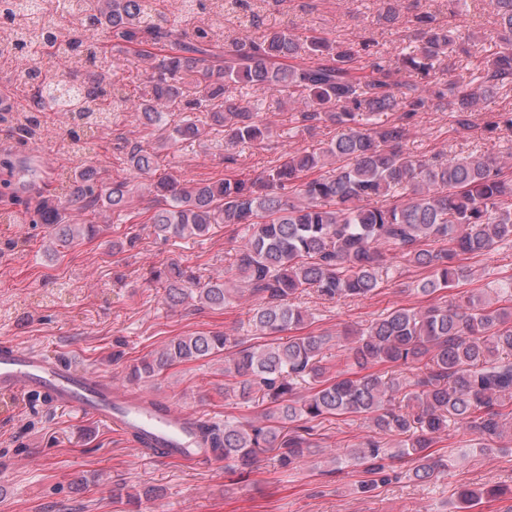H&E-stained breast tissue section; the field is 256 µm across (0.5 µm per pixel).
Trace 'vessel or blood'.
Wrapping results in <instances>:
<instances>
[{"label": "vessel or blood", "instance_id": "b4317fda", "mask_svg": "<svg viewBox=\"0 0 512 512\" xmlns=\"http://www.w3.org/2000/svg\"><path fill=\"white\" fill-rule=\"evenodd\" d=\"M22 389L40 390L55 405L122 431L137 445L163 448L169 457L192 463L210 458L198 446L188 425V412L170 404L130 398L94 372L49 361L37 351L1 340L0 391Z\"/></svg>", "mask_w": 512, "mask_h": 512}]
</instances>
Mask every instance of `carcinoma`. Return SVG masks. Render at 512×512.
Here are the masks:
<instances>
[{
	"mask_svg": "<svg viewBox=\"0 0 512 512\" xmlns=\"http://www.w3.org/2000/svg\"><path fill=\"white\" fill-rule=\"evenodd\" d=\"M58 22L54 0H0V30L31 51L35 60L61 58L66 69L41 68V90L32 94L25 64L0 51V66L16 68L0 85V98L22 96L25 104L0 114L18 141L33 142L41 112H64L68 135L79 147L88 130L129 112L144 127L172 129L157 146L128 145L130 177L108 180L91 165L62 172L66 193L37 201L30 223L42 224L53 252L101 235L98 224H74V211L126 215L132 178L150 181L155 236H201L214 224H236L245 242L235 253L231 277L204 283L176 263L154 271L173 305L195 287L199 303L222 308L238 293L257 297L251 317L262 344L238 348L225 332L178 336L132 365L129 379L156 378L189 362L224 358V390L247 403H266L257 424L197 419L190 422L216 460L246 469L258 453L277 452L281 466L311 453L312 422L365 414L379 438L347 453L364 467L360 489L388 481L384 460L411 458L412 480L433 481L445 468L431 448L452 427L474 436L489 453L512 443V275L491 302L478 293L451 305L399 306L354 332L352 365L328 364L332 337L309 333L279 342L275 335L308 321L294 303L308 289L329 299L365 298L380 287L396 259L428 271L416 285L430 296L468 280L466 255L482 256L512 243V166L485 155L417 157L405 148L403 121L431 108L471 125L478 104L512 93V0H492V35L439 24L428 13L408 19L411 40L392 61L372 39H336L313 31L300 38L286 28L257 39L224 41L218 32L222 0H212L215 21L189 31L206 0H180L170 18L149 0H65ZM487 42L489 49L457 83L443 79L457 66V51ZM146 64V84L135 99L112 90L119 55ZM275 90L306 131L319 123L338 129L336 138L310 151H284L275 164L249 178L231 174L214 182L182 184L159 172L160 152L222 132L231 147L261 144L270 134L258 92ZM198 112L196 121L170 123V109ZM382 112L399 122L379 124ZM392 364L415 371L402 382L371 371ZM312 382L299 395V382ZM501 487L464 488L459 502L470 508L499 499Z\"/></svg>",
	"mask_w": 512,
	"mask_h": 512,
	"instance_id": "cac0c4a2",
	"label": "carcinoma"
}]
</instances>
